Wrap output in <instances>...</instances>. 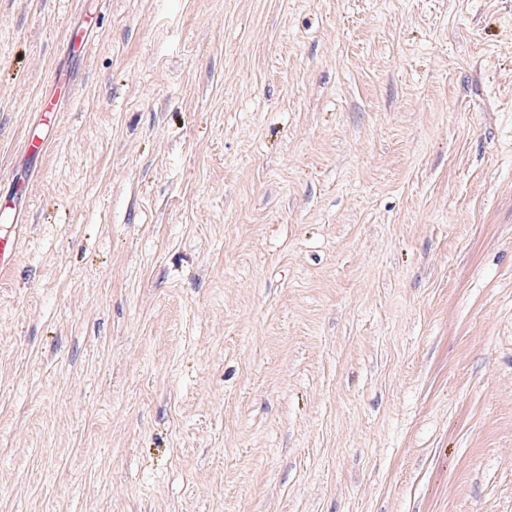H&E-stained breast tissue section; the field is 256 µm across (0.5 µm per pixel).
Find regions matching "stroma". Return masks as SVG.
<instances>
[{
  "mask_svg": "<svg viewBox=\"0 0 512 512\" xmlns=\"http://www.w3.org/2000/svg\"><path fill=\"white\" fill-rule=\"evenodd\" d=\"M8 199L0 512H512V0H0Z\"/></svg>",
  "mask_w": 512,
  "mask_h": 512,
  "instance_id": "1",
  "label": "stroma"
}]
</instances>
